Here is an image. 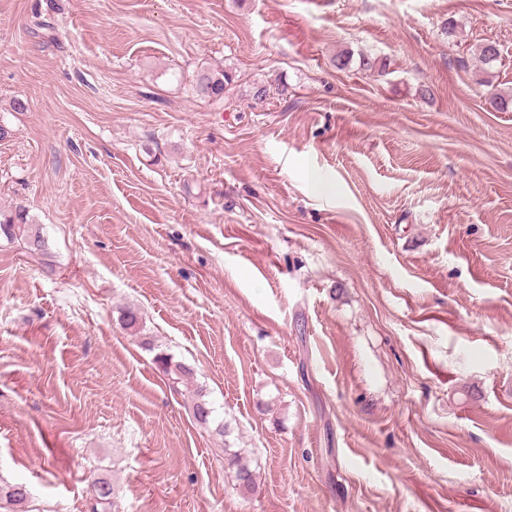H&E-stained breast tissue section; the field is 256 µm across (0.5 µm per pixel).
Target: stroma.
I'll use <instances>...</instances> for the list:
<instances>
[{
    "label": "stroma",
    "mask_w": 512,
    "mask_h": 512,
    "mask_svg": "<svg viewBox=\"0 0 512 512\" xmlns=\"http://www.w3.org/2000/svg\"><path fill=\"white\" fill-rule=\"evenodd\" d=\"M485 38L512 92V0H0V211L47 242L0 239V512H90L92 477L112 512H512ZM496 48H498V45L496 42L490 41V40H485V42L478 44L475 47V50L473 51V56H474L476 63L479 65L483 74L486 75V80L488 83L487 86H491V87H493V85H492V82L489 80V77L491 76L492 71L496 69V67L500 61V59L495 60L493 62L490 60L491 55L496 53ZM231 82L232 76L224 68L206 67L196 76L195 90L201 98L221 99ZM0 237L7 241H21L30 251H44L45 241L40 229L29 219L25 209L19 208L14 214L4 216L0 213ZM155 361L160 365L163 372L170 377L173 388L177 387L179 383H184V380L187 381V377L192 374L187 366L181 362L174 361L173 356L169 354L160 352L156 354ZM228 448H224L225 460L233 470L236 476L238 486L248 492H253L257 486L256 476L249 465L243 461V458L237 452H227Z\"/></svg>",
    "instance_id": "stroma-1"
}]
</instances>
